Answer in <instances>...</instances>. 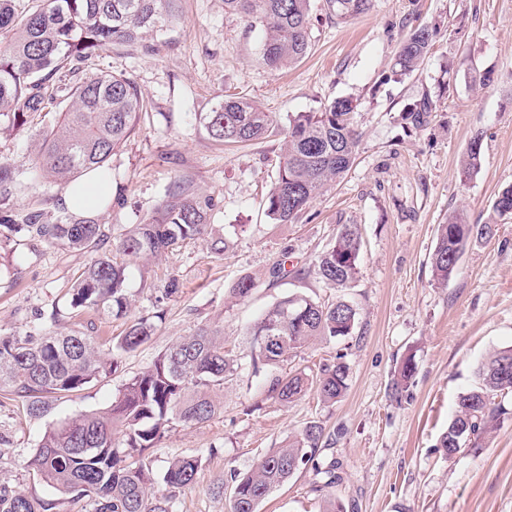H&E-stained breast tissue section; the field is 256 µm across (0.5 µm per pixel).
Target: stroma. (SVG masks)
I'll list each match as a JSON object with an SVG mask.
<instances>
[{
  "label": "stroma",
  "instance_id": "35a3bbf8",
  "mask_svg": "<svg viewBox=\"0 0 512 512\" xmlns=\"http://www.w3.org/2000/svg\"><path fill=\"white\" fill-rule=\"evenodd\" d=\"M181 17L161 35L116 44L83 66L84 75L107 71L132 79L143 100L136 130L114 152L112 199L94 215L106 234L103 251L122 230L142 222L178 180L212 195L211 221L239 235L223 257L205 241H189L148 263L129 262L131 306L126 315L70 314L66 293L94 252L15 238L0 247V334L24 333L58 314L62 325L94 323L101 337L120 336L132 319L163 309L162 321L142 346L93 386L60 394L38 418L26 402L0 394V484L52 503V512H90L86 500L42 483L25 461L43 434L82 412L106 409L119 388L152 364L179 337L198 328L219 330L224 349L244 367L214 394L210 422L180 427L140 461L167 493L163 475L175 458H198L191 488L175 512H230V493L215 483L245 473L269 450L316 421L327 445L315 463L337 460L343 480L317 490L303 466L260 505V512H322L325 499L351 512H512V393L495 428L457 455L438 446L462 394L477 384L476 368L492 351L512 346V215L493 203L512 185V0H372L368 12L347 21L326 0H312L310 49L296 66L273 71L262 64V32L224 0H180ZM437 29L428 58L394 81L388 74L401 38L417 25ZM490 73V86L475 75ZM437 104L422 127L403 115L423 96ZM246 97L271 112L279 126L290 115L317 112L338 99L357 106L360 134L346 177L320 194L300 219L274 224L265 196L275 178L282 136L244 146L215 142L198 121L227 97ZM483 164L461 181L459 160L474 136ZM34 131L0 133V160L30 170ZM61 186L27 181L11 208L68 217ZM464 211L470 223L495 225L496 234L472 242L457 274L437 285L428 261L437 227ZM343 224L361 225L359 274L350 287H326L315 273L319 255ZM284 263L286 276L271 275ZM257 286L245 299L230 289L240 277ZM181 288L163 289L170 279ZM297 293L323 303L344 298L358 315L351 335L298 352L289 369H317L343 357L348 388L337 402L307 392L282 404L268 392L269 371H252L249 327L269 306ZM416 373L401 398L391 396L405 359Z\"/></svg>",
  "mask_w": 512,
  "mask_h": 512
}]
</instances>
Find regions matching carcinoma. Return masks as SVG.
<instances>
[{"label": "carcinoma", "mask_w": 512, "mask_h": 512, "mask_svg": "<svg viewBox=\"0 0 512 512\" xmlns=\"http://www.w3.org/2000/svg\"><path fill=\"white\" fill-rule=\"evenodd\" d=\"M14 0H0V130L41 126L42 141L35 171L59 186L94 173L112 179L108 161L135 129L141 110L140 94L129 78L100 73L77 78L81 64L115 43L134 42L164 31L176 18L178 0H42L23 17ZM372 0H326L339 20L354 18ZM224 11L242 14L263 27L264 64L272 70L291 68L310 47V0H224ZM436 30L411 28L400 41L392 73L413 72L429 53ZM58 79L67 100L63 112L49 110L42 93L45 82ZM356 105L349 99L332 102L320 112H304L276 128L271 113L247 98L228 97L200 116L212 139L221 144H246L272 134L284 136L274 182L266 196L267 217L275 224H291L322 192L339 182L352 167L359 134L353 125ZM434 111L425 96L407 111L416 126ZM483 162L482 137L476 135L459 161L461 180L476 175ZM24 176L0 161V207L23 185ZM218 202L183 182L174 183L152 214L132 224L118 238L116 251L130 260L156 258L178 245L205 238L211 253L222 256L232 246L224 225L210 223ZM494 211L512 215V186L498 192ZM23 233L35 240L75 250L95 251L104 238L101 226L69 218L52 221L40 210L0 215V235ZM490 224H472L464 211H455L438 225L430 256L434 280L446 285L473 240L490 238ZM363 239L359 225L342 224L332 246L318 258L316 274L330 288H346L359 271ZM73 313L108 311L117 316L130 307L126 265L102 254L81 271L67 300ZM50 323L24 334H0V393L27 399L32 417L44 413L47 398L80 392L118 366L123 355L135 351L153 334L154 317L133 321L108 349L94 336ZM356 309L339 299L322 304L303 295L287 296L267 309L248 329L252 337L275 336L263 348L253 344L254 369H277L301 348L318 339L349 335ZM224 353V341L208 327L173 343L151 366L126 382L103 411L82 413L47 430L30 455L27 466L47 486L61 494L87 499L92 512H174L175 493L195 481L200 462L195 457L173 461L163 480L167 495L154 492L153 479L136 454L157 447L179 426L209 422L218 408L212 393L224 387L240 369ZM416 371L412 359L398 368L392 390L399 394ZM348 367L342 361L320 366L316 373L273 374L268 392L288 404L315 389L323 402L334 403L347 389ZM512 392V348L492 353L479 367V385L459 396L448 430L439 439L447 456L493 428L499 407L494 397ZM123 439L115 440V431ZM324 436L318 422L307 425L285 445L266 454L251 470L234 477L231 512H259L275 489L308 463ZM322 487L341 481L340 466L332 459L315 468ZM0 512H47L44 502L6 486L0 487Z\"/></svg>", "instance_id": "obj_1"}]
</instances>
